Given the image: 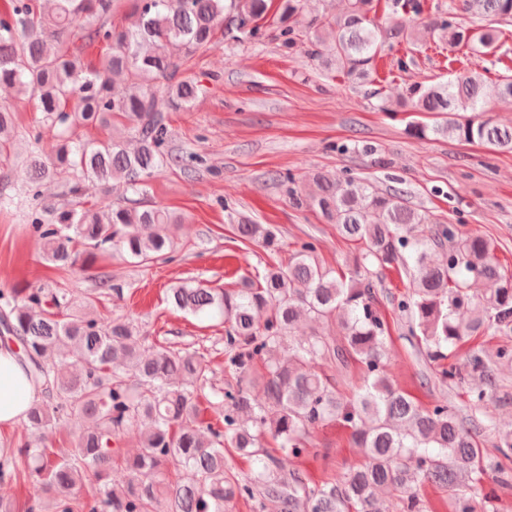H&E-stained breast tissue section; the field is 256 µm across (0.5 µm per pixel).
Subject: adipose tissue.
I'll return each instance as SVG.
<instances>
[{
    "instance_id": "obj_1",
    "label": "adipose tissue",
    "mask_w": 512,
    "mask_h": 512,
    "mask_svg": "<svg viewBox=\"0 0 512 512\" xmlns=\"http://www.w3.org/2000/svg\"><path fill=\"white\" fill-rule=\"evenodd\" d=\"M37 393L14 347L0 342V427L22 420Z\"/></svg>"
}]
</instances>
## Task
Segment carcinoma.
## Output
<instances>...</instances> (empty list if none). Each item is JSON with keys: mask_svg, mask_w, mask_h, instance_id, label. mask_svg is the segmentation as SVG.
<instances>
[{"mask_svg": "<svg viewBox=\"0 0 512 512\" xmlns=\"http://www.w3.org/2000/svg\"><path fill=\"white\" fill-rule=\"evenodd\" d=\"M0 1L8 5L0 17V86L15 87L37 103L41 117L28 133L30 142L45 131L56 140L52 156L34 149L26 159L22 181L35 201L29 229L46 261L85 270L115 248L140 264L164 261L173 249L183 216L145 204L141 196L147 179L182 161L169 151L164 113L189 108L202 91L197 81L179 76L182 61L222 38L259 39L265 28L276 27L285 47L306 41L311 58L371 85L382 46L414 44L408 15L424 11L422 0H392L393 17L382 28L372 17L379 0H347L342 15L307 22L301 19L303 0H53L47 14L36 10L34 0ZM119 8L122 20L110 21ZM458 11L474 24H459ZM509 23L512 0H458L430 30L438 41L480 58L496 54L501 25ZM77 27L85 43L106 46L94 66L69 47ZM402 106L432 115V123L414 128L420 136L512 151V129L480 117L488 99L479 67L412 87ZM111 117L127 121L126 135L74 136L75 129L104 125ZM14 130V113L0 107L1 150ZM83 179L125 203L103 210L81 206ZM46 182L60 188L61 203L42 201ZM304 194L339 235L363 245L348 272L324 268L314 245L305 243L287 264H271L234 289L200 283L170 289L174 307L224 320L229 381L211 404L220 427L201 416L209 373L202 354L149 345L135 321L94 314L105 292L123 296L121 285L100 282L77 308L60 291L0 290L3 341L16 344L43 394L29 406L23 425L46 431L69 414L91 422L66 454L30 443L0 448V485L17 480L22 463L47 498L16 505L0 497L3 512H224L237 497L255 501L261 512H379L381 489L399 499L402 512H423L416 489L427 483L448 493L454 512H486L477 487L481 476L493 470L501 484H512V471L481 448L477 418L489 403L512 399L501 389L503 370L512 369V273L495 260V243L433 221L403 187L383 192L367 178L318 174ZM236 230L268 249L278 245L270 224H238ZM437 250L444 252L440 263L431 259ZM406 266L412 288L398 308L427 360H446L445 350L489 330L501 339L494 356L473 346L462 366L436 373L443 388L469 382L464 417L447 396L422 407L387 378V327L369 272ZM472 280L489 283V291L474 298ZM302 316L336 326V334L293 339ZM319 359L342 367L362 364L363 391L344 397L316 370ZM326 421L350 429L363 454L362 463L337 481L317 484L300 471L283 473L261 453L269 436L282 452L297 456L307 429ZM138 424L146 427L139 453L120 456L112 439ZM226 442L259 464L252 476L232 473L224 461ZM117 462L127 473L120 491L108 487ZM170 464L182 468L176 481ZM86 483L96 494L73 497Z\"/></svg>", "mask_w": 512, "mask_h": 512, "instance_id": "cac0c4a2", "label": "carcinoma"}]
</instances>
